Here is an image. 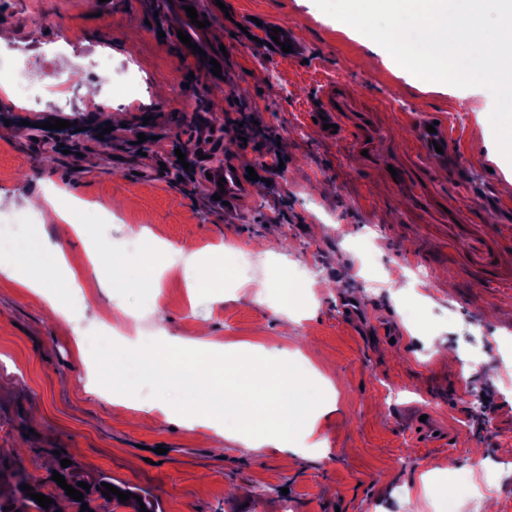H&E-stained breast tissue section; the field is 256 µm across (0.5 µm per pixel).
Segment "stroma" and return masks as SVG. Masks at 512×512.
I'll return each instance as SVG.
<instances>
[{"mask_svg": "<svg viewBox=\"0 0 512 512\" xmlns=\"http://www.w3.org/2000/svg\"><path fill=\"white\" fill-rule=\"evenodd\" d=\"M215 38L205 52L226 48L232 84L187 83L179 55L158 44L142 0L100 11L97 0H0L15 39L0 57L18 59L22 77L39 83L58 72L82 91L65 109L15 105L0 90V240L34 232L60 247L73 266L94 242L121 256L132 233L152 231L172 245L236 246L249 253L250 275L233 274L223 287L188 289L183 260L174 256L159 295L144 288L149 265L119 288L105 287L108 267L86 276L81 290L36 293L0 274V448L21 460L42 492L52 480L57 451L74 466L102 471L113 484L157 502V512H405L412 489L418 512H512V480L474 500L475 467L512 459V253L498 241L512 225V163L491 159L493 100L483 88L421 80L372 39L321 11L314 0H200ZM254 16L296 28L310 46L308 62L281 60L240 40L238 25ZM42 33L35 47L28 31ZM137 74L134 99L99 95L92 68L98 57ZM333 80L338 118L350 137L324 139L312 121L318 91ZM244 106L258 127L274 130L288 158L272 173L288 198L289 221L269 237L276 212L265 184L252 187L238 223L208 207L202 195L171 174L138 170L117 150L127 127L151 117L169 143L220 145L217 162L259 164L260 149H241L233 121ZM442 111L455 142L457 170L429 166L413 147V129ZM120 112L124 123L108 140L88 138L80 153L20 135V122L58 118L94 133L98 112ZM55 195L64 209L83 205L88 232L41 223L23 200ZM314 265L316 278L300 268ZM289 288L273 287L274 275ZM379 276L382 288L365 280ZM263 291H255V283ZM67 318H53L52 305ZM123 307L131 339H197L200 325L225 352L300 360L322 385L333 410L311 417L285 448H247L242 439L202 440L194 421L152 409L149 393L133 406L88 380L90 351L76 339L97 331L104 311ZM476 322L487 343L486 363L462 359ZM446 421L453 443L415 446L414 416ZM447 481L437 499L426 478Z\"/></svg>", "mask_w": 512, "mask_h": 512, "instance_id": "35a3bbf8", "label": "stroma"}]
</instances>
